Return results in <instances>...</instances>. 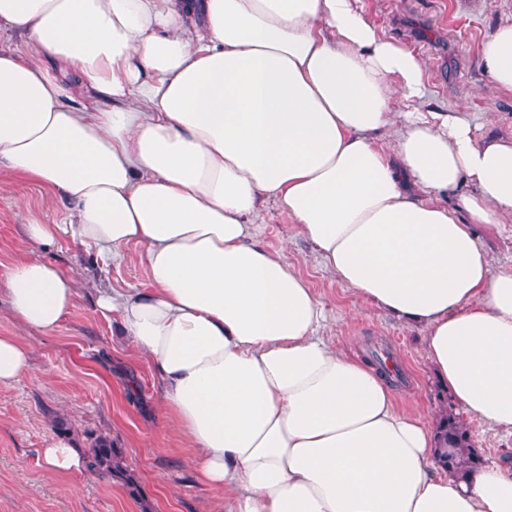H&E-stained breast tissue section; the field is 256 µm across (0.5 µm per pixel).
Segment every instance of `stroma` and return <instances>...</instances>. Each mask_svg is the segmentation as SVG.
Listing matches in <instances>:
<instances>
[{"label":"stroma","instance_id":"stroma-1","mask_svg":"<svg viewBox=\"0 0 512 512\" xmlns=\"http://www.w3.org/2000/svg\"><path fill=\"white\" fill-rule=\"evenodd\" d=\"M362 5L382 36L422 58L442 108L466 112L479 135L512 137V93L488 81L480 60L485 37L499 22L512 20V0H362ZM63 214L58 197L0 175V336L20 337L31 366L30 374L0 384V512H224L223 498L196 483L180 429L159 410L151 364L119 320L104 319L94 307L97 289L147 286L142 247H124L108 262L65 234L50 247L27 236L26 225L57 224ZM255 223L259 241L285 249L322 302V336L364 360L375 351L393 353L404 376L397 395H409L420 419L436 416L439 382L421 328L362 301L340 282L274 200L261 204ZM20 257L53 262L76 285L70 316L52 331L25 328L9 314L5 276ZM59 417L67 420L68 439L80 450H88L97 436L110 438L122 451L135 488L118 478L47 469L41 450L57 438ZM458 417L484 463L512 455V434L464 411Z\"/></svg>","mask_w":512,"mask_h":512}]
</instances>
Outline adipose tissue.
I'll use <instances>...</instances> for the list:
<instances>
[{
	"mask_svg": "<svg viewBox=\"0 0 512 512\" xmlns=\"http://www.w3.org/2000/svg\"><path fill=\"white\" fill-rule=\"evenodd\" d=\"M5 33L30 51L0 48V173L70 203L26 232L143 247L149 288L96 307L224 512H512V458L444 471L435 427L319 336L321 301L253 223L275 200L339 281L423 326L455 403L512 432V272L475 233L512 220V139L425 107L423 61L361 0H0ZM480 55L512 92V21ZM6 292L50 331L76 287L19 258Z\"/></svg>",
	"mask_w": 512,
	"mask_h": 512,
	"instance_id": "1",
	"label": "adipose tissue"
}]
</instances>
